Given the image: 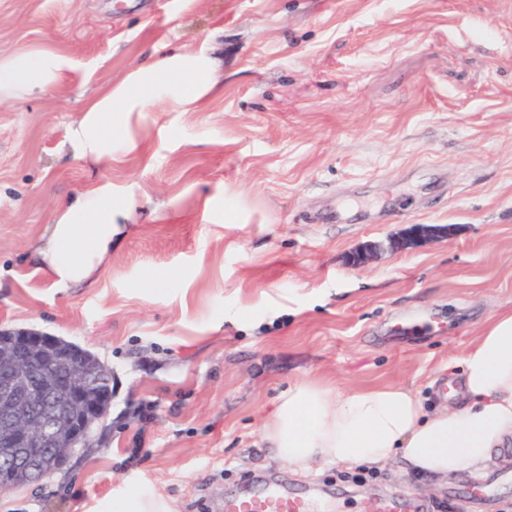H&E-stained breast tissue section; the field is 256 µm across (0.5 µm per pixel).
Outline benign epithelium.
Here are the masks:
<instances>
[{
	"mask_svg": "<svg viewBox=\"0 0 512 512\" xmlns=\"http://www.w3.org/2000/svg\"><path fill=\"white\" fill-rule=\"evenodd\" d=\"M450 228L412 224L392 249L417 246L448 235ZM379 247L364 244L349 255L361 265ZM0 350V477L25 475L38 482L65 468L80 439L108 412L96 390L87 356L62 350L58 337L34 329L4 332Z\"/></svg>",
	"mask_w": 512,
	"mask_h": 512,
	"instance_id": "1",
	"label": "benign epithelium"
}]
</instances>
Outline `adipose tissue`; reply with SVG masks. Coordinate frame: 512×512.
<instances>
[{
	"instance_id": "adipose-tissue-1",
	"label": "adipose tissue",
	"mask_w": 512,
	"mask_h": 512,
	"mask_svg": "<svg viewBox=\"0 0 512 512\" xmlns=\"http://www.w3.org/2000/svg\"><path fill=\"white\" fill-rule=\"evenodd\" d=\"M70 65L66 48L36 45L0 53V102L19 101L60 84ZM224 87L218 58L175 52L130 69L120 80L86 97L68 130L74 155L96 164L120 160L136 149L133 114L167 104L193 112ZM131 200L105 179L58 211L40 251L56 284L88 280L112 251ZM460 381L451 395L462 402L426 411L401 384L340 389L318 379L291 384L265 417L262 441L276 460L305 472L316 464L380 468L397 459L443 482L463 471H481L497 449L512 446V308L497 312L458 358ZM95 512H175L156 487L130 481Z\"/></svg>"
}]
</instances>
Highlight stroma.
Returning a JSON list of instances; mask_svg holds the SVG:
<instances>
[{"label":"stroma","mask_w":512,"mask_h":512,"mask_svg":"<svg viewBox=\"0 0 512 512\" xmlns=\"http://www.w3.org/2000/svg\"><path fill=\"white\" fill-rule=\"evenodd\" d=\"M35 43L67 48L70 69L0 104V330L97 355L112 407L94 447L0 493V512H90L137 479L175 512H224L258 475L331 512L446 501L398 461L361 487L336 465L296 473L259 427L306 378L402 384L432 407L449 361L512 308V0H0V53ZM176 48L222 60L221 98L143 113L117 163L63 148L93 89ZM107 178L130 217L93 277L59 287L43 235ZM413 224L453 233L348 263ZM504 455L495 498L461 512H512ZM417 505L409 500L396 497H363L357 512H416Z\"/></svg>","instance_id":"obj_1"}]
</instances>
